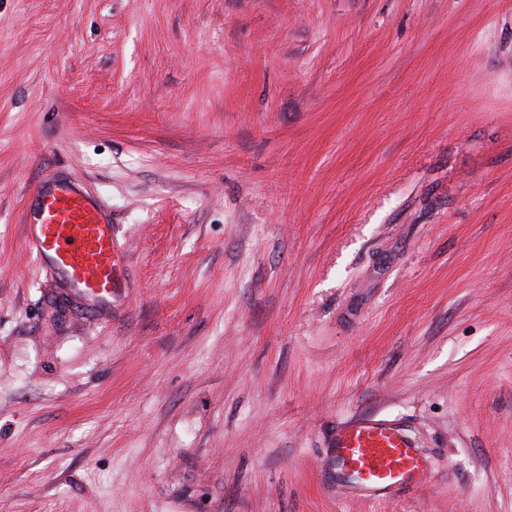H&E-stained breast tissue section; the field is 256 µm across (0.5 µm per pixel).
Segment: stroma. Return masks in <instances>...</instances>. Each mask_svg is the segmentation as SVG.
Masks as SVG:
<instances>
[{"mask_svg": "<svg viewBox=\"0 0 512 512\" xmlns=\"http://www.w3.org/2000/svg\"><path fill=\"white\" fill-rule=\"evenodd\" d=\"M40 179L126 247L101 317ZM0 512H512V0H0ZM27 214L29 247L63 284L91 307L112 305L125 288L126 265L112 235V222L95 199L69 184L36 183ZM333 448L343 472L377 491L416 484L429 469L412 439L389 420L349 419L340 425Z\"/></svg>", "mask_w": 512, "mask_h": 512, "instance_id": "1", "label": "stroma"}]
</instances>
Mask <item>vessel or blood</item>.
<instances>
[{"instance_id":"1","label":"vessel or blood","mask_w":512,"mask_h":512,"mask_svg":"<svg viewBox=\"0 0 512 512\" xmlns=\"http://www.w3.org/2000/svg\"><path fill=\"white\" fill-rule=\"evenodd\" d=\"M27 214L29 247L63 284L91 307L110 306L125 288L126 266L112 223L95 199L69 184L36 183ZM339 468L377 491L416 484L429 468L412 439L394 423L352 418L339 427L333 445Z\"/></svg>"}]
</instances>
